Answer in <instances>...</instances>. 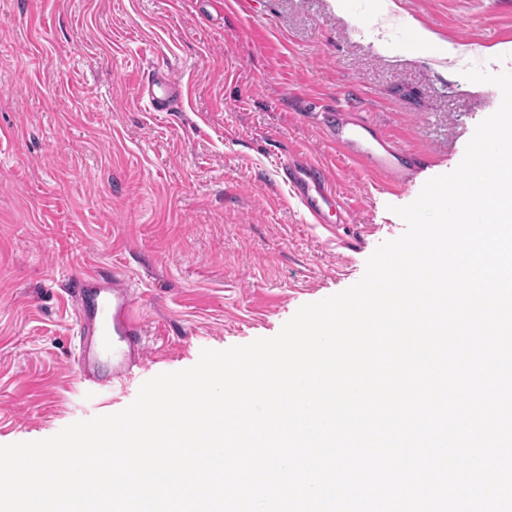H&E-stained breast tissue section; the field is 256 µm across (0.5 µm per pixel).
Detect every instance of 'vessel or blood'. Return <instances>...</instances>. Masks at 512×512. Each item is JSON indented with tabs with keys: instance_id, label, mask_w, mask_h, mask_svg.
I'll use <instances>...</instances> for the list:
<instances>
[{
	"instance_id": "vessel-or-blood-1",
	"label": "vessel or blood",
	"mask_w": 512,
	"mask_h": 512,
	"mask_svg": "<svg viewBox=\"0 0 512 512\" xmlns=\"http://www.w3.org/2000/svg\"><path fill=\"white\" fill-rule=\"evenodd\" d=\"M183 95L180 78L172 71L153 74L138 89L151 111H174ZM324 129L330 142L351 162L382 177L388 185L406 181L403 166L408 151L397 141L380 135L372 126L357 121L347 110L328 111ZM284 180L314 223H322L333 210L342 208L329 172L299 158L279 164ZM70 293L80 299L79 344L73 364L83 385L115 388L123 385L134 364L143 362L142 338L146 321L140 314L127 275L109 277L86 274L76 277Z\"/></svg>"
}]
</instances>
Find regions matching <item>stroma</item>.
I'll list each match as a JSON object with an SVG mask.
<instances>
[{"label": "stroma", "mask_w": 512, "mask_h": 512, "mask_svg": "<svg viewBox=\"0 0 512 512\" xmlns=\"http://www.w3.org/2000/svg\"><path fill=\"white\" fill-rule=\"evenodd\" d=\"M0 0V445L117 413L141 385L279 333L300 307L364 275L401 236L397 207L427 170H455L500 106L474 64L512 71V0ZM452 44L420 49L416 26ZM184 87L178 112L136 98L150 70ZM417 157L400 187L342 159L319 106ZM329 167L346 211L312 223L278 173ZM126 271L148 324L120 389H86L71 280Z\"/></svg>", "instance_id": "obj_1"}]
</instances>
